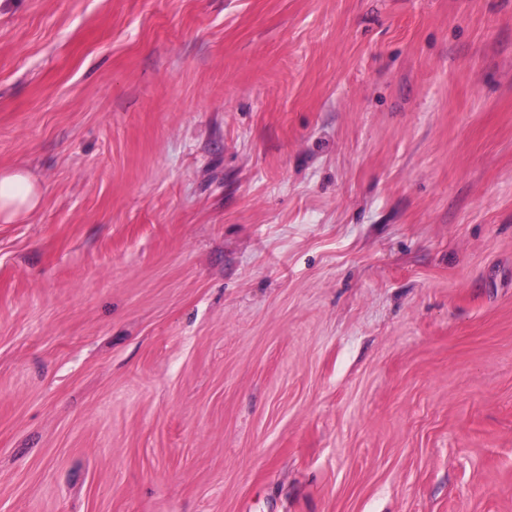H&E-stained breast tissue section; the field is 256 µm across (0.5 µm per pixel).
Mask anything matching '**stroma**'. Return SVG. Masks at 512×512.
<instances>
[{
  "instance_id": "35a3bbf8",
  "label": "stroma",
  "mask_w": 512,
  "mask_h": 512,
  "mask_svg": "<svg viewBox=\"0 0 512 512\" xmlns=\"http://www.w3.org/2000/svg\"><path fill=\"white\" fill-rule=\"evenodd\" d=\"M0 512H512V0H0ZM41 201L38 180L29 170L0 169V222L23 220L39 208Z\"/></svg>"
}]
</instances>
